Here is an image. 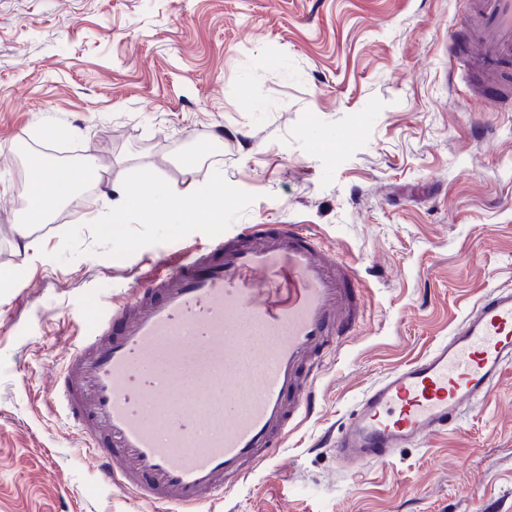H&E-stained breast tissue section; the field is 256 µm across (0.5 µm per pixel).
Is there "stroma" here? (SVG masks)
<instances>
[{
    "instance_id": "35a3bbf8",
    "label": "stroma",
    "mask_w": 512,
    "mask_h": 512,
    "mask_svg": "<svg viewBox=\"0 0 512 512\" xmlns=\"http://www.w3.org/2000/svg\"><path fill=\"white\" fill-rule=\"evenodd\" d=\"M470 0H0V512H150L99 482L48 388L100 305L244 224H303L367 311L279 455L197 512H512V365L462 427L340 472L323 436L390 368L512 285V108L451 53ZM106 178L220 186L222 222H125L99 192L15 245L18 142ZM199 157L193 173L181 160Z\"/></svg>"
}]
</instances>
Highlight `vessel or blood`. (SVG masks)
Wrapping results in <instances>:
<instances>
[{
	"label": "vessel or blood",
	"mask_w": 512,
	"mask_h": 512,
	"mask_svg": "<svg viewBox=\"0 0 512 512\" xmlns=\"http://www.w3.org/2000/svg\"><path fill=\"white\" fill-rule=\"evenodd\" d=\"M460 61L512 80V0H472ZM365 314L353 267L297 224H247L102 306L53 380L98 477L151 506L223 497L312 415L315 380ZM512 365V287L363 392L330 446L344 470L460 429Z\"/></svg>",
	"instance_id": "obj_1"
}]
</instances>
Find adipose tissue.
Returning a JSON list of instances; mask_svg holds the SVG:
<instances>
[{
    "label": "adipose tissue",
    "mask_w": 512,
    "mask_h": 512,
    "mask_svg": "<svg viewBox=\"0 0 512 512\" xmlns=\"http://www.w3.org/2000/svg\"><path fill=\"white\" fill-rule=\"evenodd\" d=\"M28 167L31 179L22 190L25 201L24 214L17 233L21 238L23 251L36 250L38 241L33 236L36 225L49 224L54 220L57 204L72 199L88 181L99 179L100 174L94 157H86L78 166L46 165L42 157H31ZM153 194L160 199L159 212L164 223L172 224L180 218L209 208L212 195L209 191L189 186L178 190L158 183L151 188L140 184L110 186L105 198L110 199L112 208L124 209L139 202L142 195Z\"/></svg>",
    "instance_id": "ef3b65f1"
}]
</instances>
